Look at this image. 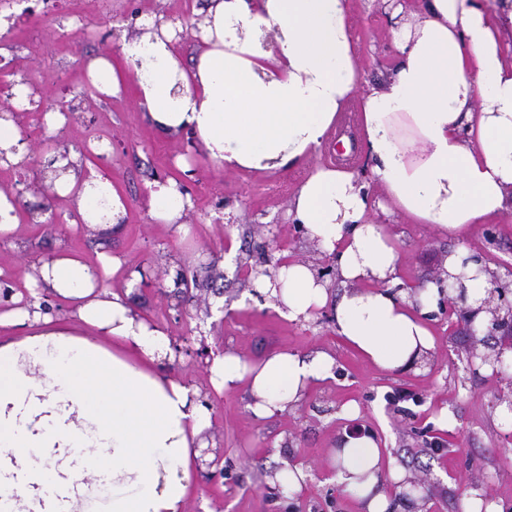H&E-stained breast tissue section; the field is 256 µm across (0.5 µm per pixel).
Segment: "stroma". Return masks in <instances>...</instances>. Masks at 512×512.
I'll use <instances>...</instances> for the list:
<instances>
[{
  "mask_svg": "<svg viewBox=\"0 0 512 512\" xmlns=\"http://www.w3.org/2000/svg\"><path fill=\"white\" fill-rule=\"evenodd\" d=\"M202 2L13 0L0 8L12 19L0 36V85H35L43 103L13 116L28 153L47 157L44 143L50 137L79 152L94 143L107 145L99 163L127 207L121 224L75 226L73 202L51 191L43 168L0 167V186L12 188L20 214L15 237L0 238V268L34 274L62 242L91 262L106 250L139 270L141 281L129 291L130 302L170 336L191 337L214 354L234 352L249 363L280 351L325 350L334 356V377L313 385L294 410L269 419L251 412L247 385L219 395L201 362L182 356L162 363L163 374L194 385L210 402L206 435L211 448L223 452L227 467L221 478L198 470L197 492L186 512H358L355 499L333 482L325 465L351 421L376 433L407 476L425 479L428 512H461L470 476L482 472L493 478L491 494L501 512H512V426H503L497 414L499 402L512 399V369L499 377L487 366L469 372L472 339L455 315L428 318L432 359L398 373L371 366L337 335L335 322L282 318L253 292L242 270L262 267L271 238L279 241L274 258L321 263L318 248L288 222V201L305 169L263 176L224 171L189 135L159 132L134 105L131 89L106 96L91 88L90 59L122 62L115 49L120 24L133 22L139 13L193 18ZM382 2L352 0L360 79L369 84L383 81L394 63L391 23L380 10ZM63 101L73 112L48 131L45 112ZM165 178L183 184L192 202L187 238L174 236L149 214V185ZM382 223L400 252L401 277L413 286L428 284L458 245L427 224L398 216ZM465 244L480 252L490 271L507 277L512 210L477 225ZM182 269L200 282L184 299L163 289ZM349 403L358 407L351 417L343 413ZM285 460L316 471L301 496L270 493V477Z\"/></svg>",
  "mask_w": 512,
  "mask_h": 512,
  "instance_id": "1",
  "label": "stroma"
}]
</instances>
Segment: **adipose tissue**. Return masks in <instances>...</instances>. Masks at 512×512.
<instances>
[{"label": "adipose tissue", "instance_id": "ef3b65f1", "mask_svg": "<svg viewBox=\"0 0 512 512\" xmlns=\"http://www.w3.org/2000/svg\"><path fill=\"white\" fill-rule=\"evenodd\" d=\"M390 18L396 61L373 86L360 84L349 0H206L188 66L174 42L177 22L143 16L120 34L124 68L98 57L88 75L108 93L133 82L157 130L191 132L228 171L303 165L360 96L367 178L315 166L288 208L302 235L335 259V280L298 260L251 279L290 321L333 306L339 336L376 367L404 372L430 357L425 319L441 295L433 283L403 287L377 208L463 240L512 206V46L504 41L512 0L493 13L480 0H397ZM46 174L82 223L124 220L109 177L74 151L53 152ZM148 206L154 220L189 234L190 202L177 182L153 181ZM470 256L464 247L450 252L441 276L463 285L479 326L490 319V276ZM120 267L110 254L92 264L63 247L24 285L0 272V328L26 331L0 341V493L23 512H184L195 490L211 411L194 386L158 373L174 356L170 338L132 308L129 292L106 288ZM41 288L70 305L75 328L42 307ZM335 364L324 351L277 352L256 365L227 352L207 362L215 391L248 382L259 418L295 408ZM329 465L361 512H394L404 475L385 467L376 437L343 434ZM90 472L112 481L96 508Z\"/></svg>", "mask_w": 512, "mask_h": 512}]
</instances>
